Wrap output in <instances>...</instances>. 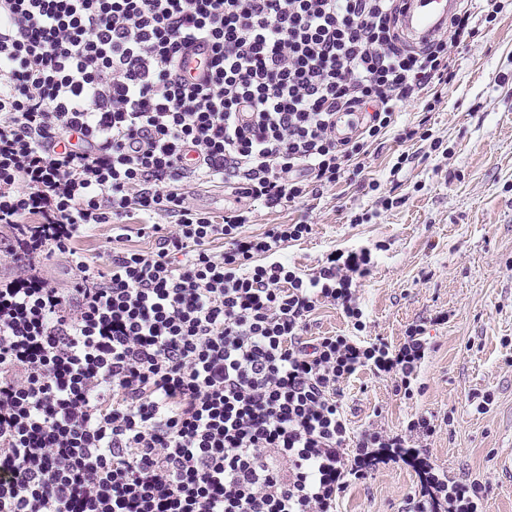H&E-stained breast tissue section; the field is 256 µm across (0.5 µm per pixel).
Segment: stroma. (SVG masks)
Masks as SVG:
<instances>
[{"label":"stroma","instance_id":"stroma-1","mask_svg":"<svg viewBox=\"0 0 512 512\" xmlns=\"http://www.w3.org/2000/svg\"><path fill=\"white\" fill-rule=\"evenodd\" d=\"M450 56L456 76L441 104L425 111L421 96L399 118L403 128L425 122L431 139L389 135L361 175L284 209L257 208L248 231L312 223L313 235L283 252L306 271L327 250L371 249L357 292L371 335L397 344L419 325L431 351L412 399L367 372L342 382L351 430L396 434L431 412L440 427L423 443L430 461L449 477L485 481L486 512H512V5ZM419 487L411 467L382 466L342 493L337 510L406 512Z\"/></svg>","mask_w":512,"mask_h":512}]
</instances>
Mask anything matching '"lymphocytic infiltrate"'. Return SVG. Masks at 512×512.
I'll list each match as a JSON object with an SVG mask.
<instances>
[{
    "label": "lymphocytic infiltrate",
    "mask_w": 512,
    "mask_h": 512,
    "mask_svg": "<svg viewBox=\"0 0 512 512\" xmlns=\"http://www.w3.org/2000/svg\"><path fill=\"white\" fill-rule=\"evenodd\" d=\"M406 2L0 0V512H336L351 482L420 456L433 417L354 434L343 410L361 372L411 395L429 349L419 325L365 337L370 251L306 273L282 252L312 225L246 231L253 204L301 202L368 158L452 81L476 14L503 9L452 12L413 48ZM342 112L357 123L340 138ZM198 183L235 198L222 220ZM103 224L102 267L78 243ZM55 255L72 287L43 276ZM325 303L351 334L308 336ZM484 494L431 464L414 512H484ZM208 54L209 47L206 44H195L187 55L183 74L191 79L196 77H199L200 79L204 78L206 71L203 68L202 62L208 56Z\"/></svg>",
    "instance_id": "1"
}]
</instances>
